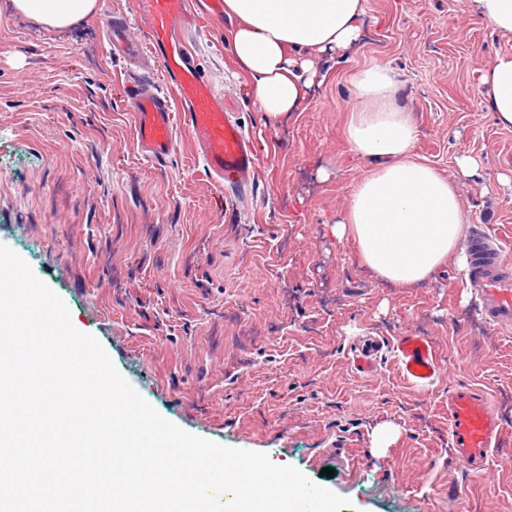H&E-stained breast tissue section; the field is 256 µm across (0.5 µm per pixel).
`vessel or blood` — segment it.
Instances as JSON below:
<instances>
[{
    "label": "vessel or blood",
    "mask_w": 512,
    "mask_h": 512,
    "mask_svg": "<svg viewBox=\"0 0 512 512\" xmlns=\"http://www.w3.org/2000/svg\"><path fill=\"white\" fill-rule=\"evenodd\" d=\"M146 18L145 41L129 39L124 24H114L115 54L136 59L143 49L161 58L168 91L136 89L131 102L136 144L150 160L165 159L172 148L175 125L188 132L206 174L229 181L237 189L251 186L259 157L250 137L231 116L224 94L206 76L184 39L190 0H139ZM469 268L466 286L477 300L491 330L512 334V254L486 227L475 226L465 245ZM383 343L374 336L356 344L351 364L361 375L377 369ZM394 351L401 375L423 387L437 380L443 366L430 342L421 336L400 337ZM448 432L455 456L468 466L484 467L501 432L490 393L459 388L448 395Z\"/></svg>",
    "instance_id": "1"
}]
</instances>
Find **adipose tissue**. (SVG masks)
Segmentation results:
<instances>
[{
	"mask_svg": "<svg viewBox=\"0 0 512 512\" xmlns=\"http://www.w3.org/2000/svg\"><path fill=\"white\" fill-rule=\"evenodd\" d=\"M19 12L55 29L94 15L97 0H12ZM230 56L266 118L298 111L329 50L350 53L362 36L364 0H224ZM498 124L512 127V51L482 73ZM363 106L345 129L352 151L379 165L357 184L332 232L354 238L366 267L410 287L427 279L464 235L459 195L447 178L410 157L416 128L394 100L396 84L380 66L359 70Z\"/></svg>",
	"mask_w": 512,
	"mask_h": 512,
	"instance_id": "1",
	"label": "adipose tissue"
}]
</instances>
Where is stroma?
Returning a JSON list of instances; mask_svg holds the SVG:
<instances>
[{"label":"stroma","instance_id":"35a3bbf8","mask_svg":"<svg viewBox=\"0 0 512 512\" xmlns=\"http://www.w3.org/2000/svg\"><path fill=\"white\" fill-rule=\"evenodd\" d=\"M365 7L357 53L321 57L312 98L274 123L231 61L223 11L192 0L201 25L189 47L260 155L240 192L208 178L183 128L165 161L140 155L126 87L165 89V72L107 40L117 18L139 36L138 0H102L65 30L0 0V244L182 429L294 466L358 512H512V337L487 326L464 288L463 249L420 285L392 287L330 232L372 168L345 138L353 78L380 65L415 117L413 159L457 185L467 226L488 225L512 250V128L497 125L480 80L512 39L473 0ZM464 155L478 161L469 177ZM410 335L440 358L433 385L404 383L389 352L373 375L352 370L359 337ZM458 387L493 396L501 442L481 471L456 460L448 436Z\"/></svg>","mask_w":512,"mask_h":512}]
</instances>
